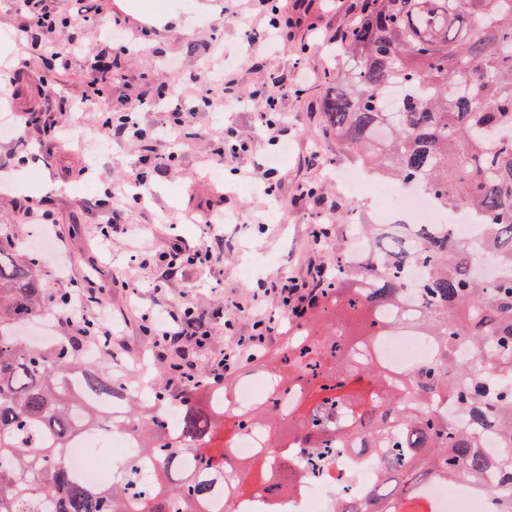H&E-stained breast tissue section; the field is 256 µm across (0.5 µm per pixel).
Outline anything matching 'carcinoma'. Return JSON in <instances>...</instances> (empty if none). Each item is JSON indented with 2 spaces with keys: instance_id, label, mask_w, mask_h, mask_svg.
Returning a JSON list of instances; mask_svg holds the SVG:
<instances>
[{
  "instance_id": "carcinoma-1",
  "label": "carcinoma",
  "mask_w": 512,
  "mask_h": 512,
  "mask_svg": "<svg viewBox=\"0 0 512 512\" xmlns=\"http://www.w3.org/2000/svg\"><path fill=\"white\" fill-rule=\"evenodd\" d=\"M360 18L341 42L342 78L319 90L327 133L348 156L441 210L480 219L484 252L504 270L488 281L479 254L433 224L347 225L330 241L333 266L321 302L288 316L291 334L270 356L254 346L237 363L267 357L277 395L232 413L199 407L194 391L224 393L208 364L179 393L167 389L178 365L152 376L157 408L112 387L109 362L89 361L65 336L32 349L19 330L58 307L35 254L19 253L12 225L0 224V512H224V447H212L218 424L251 428L266 448H356L379 476L336 512H433L419 493L427 480L481 487L492 467L512 481V0H359ZM372 243L356 264L348 240ZM428 271L406 294L408 272ZM396 321L428 336L436 356L414 371H393L368 344ZM288 403V436L274 413ZM446 403L474 412L504 447L489 455L482 438L434 409ZM180 406L175 423L165 410ZM140 439L162 481L123 480L92 487L62 461L82 430H122ZM259 463L252 492L246 473L232 493L277 498L300 480H269Z\"/></svg>"
}]
</instances>
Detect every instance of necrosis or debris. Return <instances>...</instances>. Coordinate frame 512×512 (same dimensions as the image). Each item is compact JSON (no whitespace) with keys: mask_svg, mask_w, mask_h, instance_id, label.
<instances>
[{"mask_svg":"<svg viewBox=\"0 0 512 512\" xmlns=\"http://www.w3.org/2000/svg\"><path fill=\"white\" fill-rule=\"evenodd\" d=\"M341 186L356 202L365 194H373L380 202L381 223H388L393 213L401 211L415 224L447 225L459 240L473 243L479 237L480 227L467 211L443 212L422 192L384 180L361 165L344 171ZM370 350L376 359L395 370L421 365L434 354L428 340L406 329L379 337ZM138 447L136 435L129 430L108 436L86 432L75 439L65 458L88 484L103 486L125 477L126 462L137 456ZM303 475L298 491L278 500V512H332L337 493L344 488L359 493L366 482L373 480L374 468L356 465L353 453L342 449L331 453L322 473L307 469ZM484 483V489L479 490L464 482L451 485L430 482L425 485L424 493L437 512H492L503 496L512 494V485L499 481L492 472L486 474Z\"/></svg>","mask_w":512,"mask_h":512,"instance_id":"necrosis-or-debris-1","label":"necrosis or debris"}]
</instances>
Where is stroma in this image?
Here are the masks:
<instances>
[{
    "instance_id": "1",
    "label": "stroma",
    "mask_w": 512,
    "mask_h": 512,
    "mask_svg": "<svg viewBox=\"0 0 512 512\" xmlns=\"http://www.w3.org/2000/svg\"><path fill=\"white\" fill-rule=\"evenodd\" d=\"M197 2L70 0L68 9L76 22L50 33V40L64 49L65 55L48 67L32 45L13 42L23 16L17 0H0V39L12 40L0 66L18 71L22 93L13 104V117L29 121L22 139L0 135V174L20 169L27 177L25 192L0 189V224L16 225L20 241L38 248L35 225L21 223L20 215L28 205L44 203L57 226L52 236L54 252L68 267L66 278L50 276L46 287L55 293L64 291L69 279L87 274L88 258L99 259L104 276L112 280L109 319L113 353L154 362L174 358L205 361L249 335L252 322L236 305L243 302L252 285L286 275L305 279L308 264L323 261L328 253L327 248L312 246L320 226L316 205L306 197V190L316 189L343 208L350 202L348 195L336 189V179L350 160L337 149L335 140L323 133L316 95L324 78L341 74L339 62L328 57L327 49L330 35L347 21L345 9L350 0H338L329 10L314 4L302 25L294 29L288 45L269 58V69H297L309 75L308 82L282 105L292 139L278 166L280 184L271 197L237 182L231 172H224L218 183L208 173L210 141L226 122L253 143L246 163L263 162L266 145L252 113L197 110L181 146L161 134L172 86L182 77L227 68L237 70L243 88H252L257 81L244 64L245 56L256 46L230 20V0H214L217 11L203 14L197 13ZM172 9L195 15V22L187 27L159 23L158 14ZM108 22L129 29L134 44L124 47L101 40L99 30ZM74 38L85 43V54H68ZM92 84L102 90L105 107L82 103ZM131 102L145 105L141 121L153 133L149 145L154 159L145 170L144 198L137 200L128 194L113 201L105 198L104 190L127 177L138 162V147L114 138L109 150L92 160L76 146L74 137L92 130L104 112L124 111ZM53 125L69 126L71 132L62 137L48 134ZM53 183L64 185V192H51ZM224 192L235 199L239 221L225 225L224 259L216 266H189L182 276L171 278L163 267L142 261L138 244L120 236L107 242L100 234L105 224H136L157 245L176 239L199 241L203 227L185 221V212L210 195ZM268 206L273 209L271 218L260 223ZM130 276L143 281V288L126 287ZM156 286L161 289L157 295L152 292ZM182 292L196 296L208 312V350L190 343L175 354L163 346L157 320L168 296Z\"/></svg>"
}]
</instances>
